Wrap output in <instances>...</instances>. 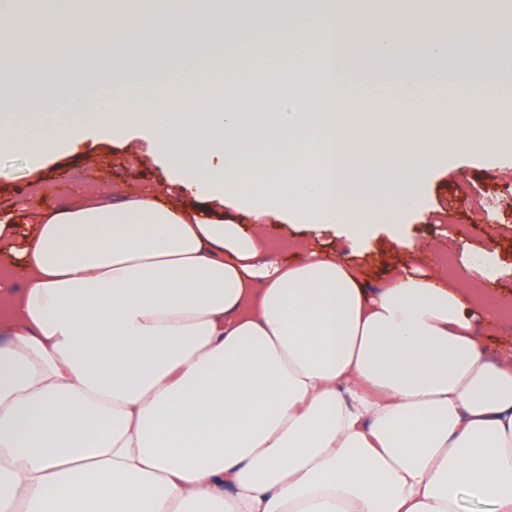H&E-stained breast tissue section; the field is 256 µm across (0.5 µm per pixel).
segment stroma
<instances>
[{"label": "stroma", "instance_id": "1", "mask_svg": "<svg viewBox=\"0 0 512 512\" xmlns=\"http://www.w3.org/2000/svg\"><path fill=\"white\" fill-rule=\"evenodd\" d=\"M357 90L423 98L462 89L456 71L425 77L422 69L391 81L381 74L354 70L350 78ZM162 191L175 204L201 205L194 191L173 182L144 129H135L128 144H112L90 136L74 150L58 153L40 164L22 153L0 154V215L20 219L33 209H58L91 193L127 194L142 189ZM500 191L505 210L512 212V135L503 138L498 152L487 154L478 146L447 145L442 159L428 165L420 189V202L400 227L406 247L397 246L386 226L373 224L363 240L350 241L343 227L321 229L270 216L265 220L275 245L274 261L298 260L315 248L355 263L367 288L374 289L393 270L426 272L449 267L464 272L467 257L487 252L496 274L487 282L488 299L505 309L495 325L485 327L487 355L512 363V223L474 209L475 191Z\"/></svg>", "mask_w": 512, "mask_h": 512}]
</instances>
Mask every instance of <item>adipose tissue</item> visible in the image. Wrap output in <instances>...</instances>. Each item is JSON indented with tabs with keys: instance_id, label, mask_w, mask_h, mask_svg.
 <instances>
[{
	"instance_id": "ef3b65f1",
	"label": "adipose tissue",
	"mask_w": 512,
	"mask_h": 512,
	"mask_svg": "<svg viewBox=\"0 0 512 512\" xmlns=\"http://www.w3.org/2000/svg\"><path fill=\"white\" fill-rule=\"evenodd\" d=\"M377 71H443L494 53L512 70L500 20L463 14L449 44L434 10L388 20L359 0H149L88 35L0 0V152L38 162L87 126L127 139L146 127L173 181L249 212L255 230L151 190L92 194L32 213L33 233L0 257V512H512V366L489 361L474 325L484 294L428 274L377 290L327 253L264 260L269 215L345 222L364 202L397 229L424 165L398 142L493 151L512 103L473 81L422 99L355 91L328 116L313 94L321 45L277 40L252 80L228 40L264 28L279 4ZM184 66L142 75L169 57ZM267 146L258 155L254 146Z\"/></svg>"
}]
</instances>
